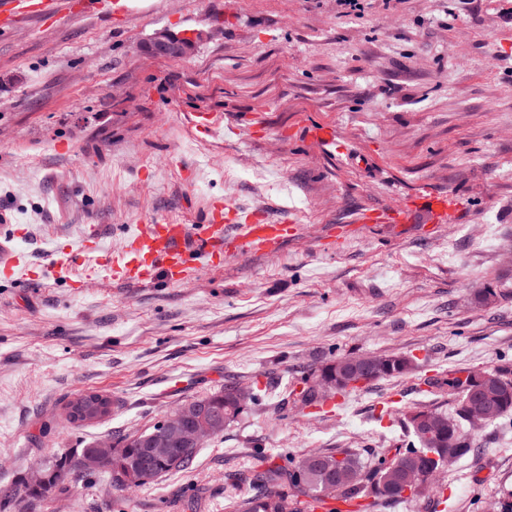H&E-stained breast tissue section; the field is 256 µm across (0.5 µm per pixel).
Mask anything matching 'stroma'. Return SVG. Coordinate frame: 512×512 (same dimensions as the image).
I'll return each mask as SVG.
<instances>
[{"label": "stroma", "mask_w": 512, "mask_h": 512, "mask_svg": "<svg viewBox=\"0 0 512 512\" xmlns=\"http://www.w3.org/2000/svg\"><path fill=\"white\" fill-rule=\"evenodd\" d=\"M123 19L27 16L0 32V243L67 274L39 287L0 276V487L61 448L131 433L225 382L265 403L207 440L190 469L139 488L74 477L39 512H228L229 472L256 455L396 447L409 408L452 410L426 391L439 373L512 359V0H124ZM186 56L147 53L160 32ZM238 129L204 141L186 118ZM334 127L369 162L323 151ZM455 193L463 209L428 228L365 222L406 195ZM297 228L252 252L149 288L86 277L82 241L103 250L155 219L200 218L211 201ZM499 293L478 303V289ZM413 353L416 372L349 391L318 412L281 409L318 360ZM109 395L104 420L63 409ZM428 496L374 512H490L512 489V415Z\"/></svg>", "instance_id": "35a3bbf8"}]
</instances>
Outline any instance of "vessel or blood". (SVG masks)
I'll list each match as a JSON object with an SVG mask.
<instances>
[{"label":"vessel or blood","instance_id":"vessel-or-blood-1","mask_svg":"<svg viewBox=\"0 0 512 512\" xmlns=\"http://www.w3.org/2000/svg\"><path fill=\"white\" fill-rule=\"evenodd\" d=\"M54 4L55 0H6L0 4V30L10 29L24 13L52 17ZM454 205L455 197L450 193L420 195L371 211L367 218L372 222L384 219L405 224L411 212L423 206L430 210L434 220L440 221L447 218ZM295 232V227L267 223L257 214L239 217L232 206L217 203L202 224L196 226L157 221L147 224L127 238L120 252L100 263L96 273L115 283L139 287L155 285L161 279L178 284L201 264L220 267L225 258L250 250H277ZM27 267L22 251L0 248L1 275L11 277Z\"/></svg>","mask_w":512,"mask_h":512}]
</instances>
